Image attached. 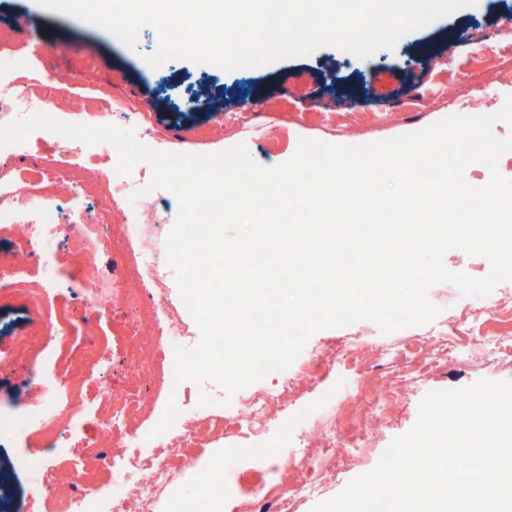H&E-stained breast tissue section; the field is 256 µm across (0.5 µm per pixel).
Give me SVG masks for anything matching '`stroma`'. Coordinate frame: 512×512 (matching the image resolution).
Segmentation results:
<instances>
[{"instance_id":"35a3bbf8","label":"stroma","mask_w":512,"mask_h":512,"mask_svg":"<svg viewBox=\"0 0 512 512\" xmlns=\"http://www.w3.org/2000/svg\"><path fill=\"white\" fill-rule=\"evenodd\" d=\"M1 29L15 31L22 40L34 77L46 83L68 82V94L54 105L60 121L74 122L79 103L88 92L78 71L82 56L91 53L98 60L102 79L112 82L115 99H133L144 117L138 124L117 112L113 125L133 131L138 141L155 150L174 146L215 153L243 144L266 167L288 161L303 138L340 144L355 137L361 143H372L422 130L463 112L470 116L496 113L512 95V79L500 75L505 47L512 45V0H478L477 5L460 8L450 17L403 35L394 47L379 49L366 60L340 47L324 46L309 56L246 72L188 59H171L151 67L145 58L155 54L162 43L155 27L140 29L135 45L129 46L102 27L43 9L37 0H0ZM462 31L470 40L460 45L456 37ZM474 73L487 77L484 93L470 94ZM208 75L220 82L219 102L199 108L188 98L185 87ZM230 113L242 114L243 125L219 129L222 116ZM138 204L153 215L155 236L167 239L179 211L178 198L157 189L140 197ZM50 274L64 286L73 322L85 327L79 346L98 345L112 324L111 310L102 311L97 323L87 325L90 310L71 266L59 261ZM31 323L25 305L0 308L1 411L21 410L30 395L27 371L13 362L12 354L15 337L25 335ZM421 331V326L413 325L385 334L374 322L360 320L344 328L320 330L308 339L306 347L314 350L358 336L371 344L398 346L412 342ZM81 377L94 391L106 387L133 392L139 387L120 345L105 351L96 369L82 372ZM484 379L512 382V372L455 362L434 372L424 389L404 398L394 421L375 448L369 449L365 463L344 468L331 480L326 499L337 497L349 482L377 466L390 442L413 427L427 393L467 387ZM348 383L349 375L340 367L319 384H301L289 369L263 380L264 386L274 389L288 387L291 400L313 403L315 414L321 417L327 416L328 409L320 403V390L339 393ZM215 397L226 409L238 400L225 386L207 380L188 382L179 396L184 417L202 422ZM101 423L102 415L91 403L74 423L61 424V444L71 462V475L59 478L57 494H65L74 483L96 500L111 489V471L81 469L82 462L98 451ZM224 448L223 440H204L193 466L161 491L156 512H184L201 494L200 478L223 457ZM35 451L25 430L0 438V473L11 476V512H26L31 485L21 461Z\"/></svg>"}]
</instances>
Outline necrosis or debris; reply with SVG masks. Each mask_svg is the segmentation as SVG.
Returning a JSON list of instances; mask_svg holds the SVG:
<instances>
[{"label":"necrosis or debris","instance_id":"obj_1","mask_svg":"<svg viewBox=\"0 0 512 512\" xmlns=\"http://www.w3.org/2000/svg\"><path fill=\"white\" fill-rule=\"evenodd\" d=\"M0 69L11 74L14 84L13 89L0 93V116L53 113L64 83L32 81L27 55L6 43H0ZM82 77L94 89L82 104L83 124H110L112 112L101 102L111 98L112 88L99 83L93 57H86ZM65 148L82 158L79 170L62 167L46 178L31 168L0 163V232H10L18 240L12 274L0 275V307L28 303L36 316L37 330L56 333L55 342L38 351L33 348L32 337H17V355L28 368L34 391L19 414L0 412V435L24 425L39 449L38 455L24 464L25 470L37 477L28 512H85L81 494L73 491L63 498L57 496L46 463L59 453V424L82 412L84 391L76 370L93 369L99 361L98 351L76 352L73 342L78 329L70 320L66 301L58 289L46 287L38 277L40 269L52 262L43 249L44 241L64 237L72 264L82 272L95 264L106 239L118 242L119 271L109 278H87L84 294L92 306L121 308L122 317L113 335L104 336L103 344L108 347L116 341L129 348L130 372L151 380L157 394L173 397L179 393L174 381V348L195 345L194 334L182 316L184 303H173L168 294L166 260L147 229L144 212L129 213L127 223L113 225L108 235L98 224L62 223L61 197L75 201L91 191L107 208L120 212L126 211L134 185L133 178L119 177L117 151L101 155L80 141L60 135L44 145L49 155ZM488 310L512 323V283L498 288L494 302H468L437 321L422 337L424 360H416L406 349L387 346L376 348V357L370 360L364 358V348L356 339L300 355L295 374L304 381L325 378L333 362L354 365L356 378L342 396L340 417L296 445L292 439L307 426L309 418L282 413V393L263 388L243 395L232 410H213L207 419L210 433L229 439L232 446L223 461L204 476L205 486L222 492L229 512H299L303 499L322 496L327 489L332 474L325 471L324 461L340 467L349 458L364 459L367 448L382 434L381 421L404 394L422 388L431 373L448 362H472L467 322ZM101 400L106 415L98 459L103 464L114 462L118 471L107 512H155L161 488L180 474L172 465L173 457L189 463L202 438L197 429L175 430L164 421L156 422L145 433L131 430V419H153L149 404L113 391L102 392ZM145 445L149 453L139 454V447ZM116 448H133L137 454L116 460L112 457ZM248 466L263 470L261 497L237 490L240 474Z\"/></svg>","mask_w":512,"mask_h":512}]
</instances>
